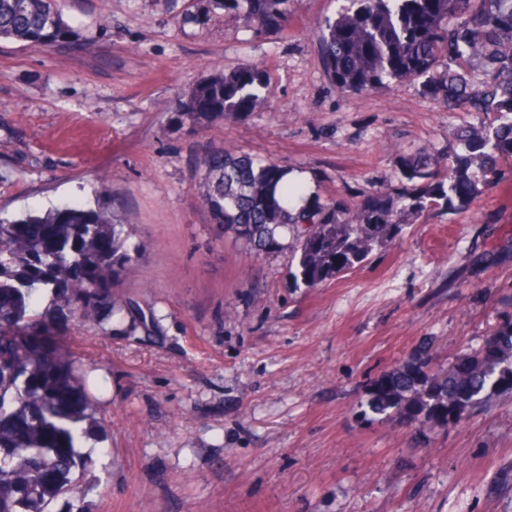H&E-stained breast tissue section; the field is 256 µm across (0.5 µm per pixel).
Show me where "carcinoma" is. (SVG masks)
<instances>
[{
	"instance_id": "carcinoma-1",
	"label": "carcinoma",
	"mask_w": 512,
	"mask_h": 512,
	"mask_svg": "<svg viewBox=\"0 0 512 512\" xmlns=\"http://www.w3.org/2000/svg\"><path fill=\"white\" fill-rule=\"evenodd\" d=\"M288 0H213L265 33L287 22ZM323 68L339 94L411 86L447 112L483 118L456 129L451 166L423 147L400 155V183L359 202L326 204L288 169L227 149L208 152L199 193L213 223L258 256L284 253L296 288H317L351 270L393 239L403 218L467 198L478 174L498 178L512 160V0H343L319 25ZM52 47L79 41L54 0H0V41ZM269 75L254 64L222 69L184 94L183 115L197 126L214 117L235 122L265 102ZM131 217L104 201L70 202L44 214L0 219V512H51L72 492L88 458L77 450L96 421L74 362L50 336L39 292L78 321L119 318L113 281L133 265L138 246ZM293 236L292 244L284 243ZM490 348L457 373L429 374L431 346L388 372L371 389L364 415H398L436 426L512 395V322Z\"/></svg>"
}]
</instances>
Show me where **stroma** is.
<instances>
[{
  "label": "stroma",
  "instance_id": "35a3bbf8",
  "mask_svg": "<svg viewBox=\"0 0 512 512\" xmlns=\"http://www.w3.org/2000/svg\"><path fill=\"white\" fill-rule=\"evenodd\" d=\"M76 46L0 41V217L100 186L139 246L106 330L58 312L85 372L95 464L52 512H512V397L429 427L360 418L372 384L431 346L445 370L512 321V161L468 202L407 218L360 266L296 288L210 220L199 163L228 148L285 166L326 203L399 180L466 115L401 88L340 97L319 57L336 0H288L279 34L211 0H58ZM256 63L248 118L205 128L183 94Z\"/></svg>",
  "mask_w": 512,
  "mask_h": 512
}]
</instances>
